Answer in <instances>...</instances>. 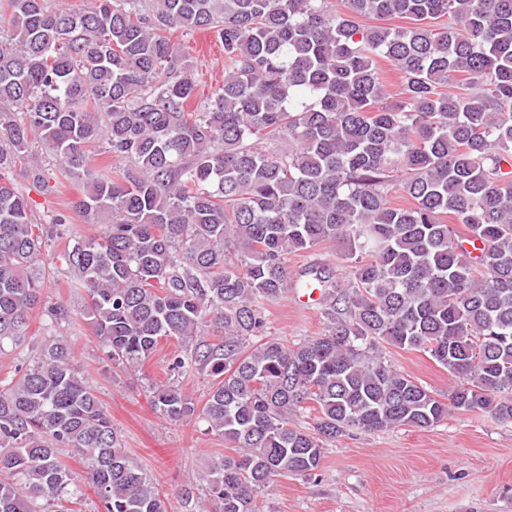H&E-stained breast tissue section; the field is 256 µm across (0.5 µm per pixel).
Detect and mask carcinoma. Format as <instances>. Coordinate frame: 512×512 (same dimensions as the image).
Returning a JSON list of instances; mask_svg holds the SVG:
<instances>
[{
  "mask_svg": "<svg viewBox=\"0 0 512 512\" xmlns=\"http://www.w3.org/2000/svg\"><path fill=\"white\" fill-rule=\"evenodd\" d=\"M51 2L0 13V346L23 343L34 314L49 330L71 317L42 293L49 230L9 178L19 166L46 184L38 140L83 184L74 207L108 218L68 262L112 364L138 368L174 340L168 371L210 378L201 406L153 387L160 415L229 444L181 486L184 512L203 491L219 512H260L274 477L317 476L325 449L359 432L462 411L512 422V0ZM394 17L406 25L366 23ZM197 30L225 63L201 100L172 39ZM99 143L124 166L96 170ZM327 241L344 245L346 276L292 274L289 256ZM293 287L319 290L325 322L290 344L256 302ZM387 345L447 369V400L396 370ZM83 484L103 512H167L51 336L0 381V512H71Z\"/></svg>",
  "mask_w": 512,
  "mask_h": 512,
  "instance_id": "cac0c4a2",
  "label": "carcinoma"
}]
</instances>
